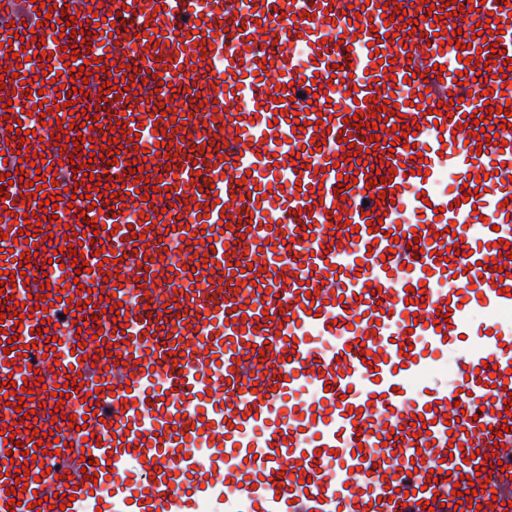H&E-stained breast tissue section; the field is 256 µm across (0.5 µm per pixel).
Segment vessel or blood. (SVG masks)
I'll use <instances>...</instances> for the list:
<instances>
[{"mask_svg": "<svg viewBox=\"0 0 512 512\" xmlns=\"http://www.w3.org/2000/svg\"><path fill=\"white\" fill-rule=\"evenodd\" d=\"M424 3L442 9L447 0H51L53 19L74 18L65 36L32 0H0V105L12 109L0 117V174L35 175L18 160L23 143L56 179L37 192L26 182L0 190V247L15 276L0 287V308L20 304L0 321V422L19 442L34 429L62 442L29 464L0 439V512H50L57 492L72 498L64 512H197L203 500L222 512L228 485L258 512H512V321L498 316L512 309V116L485 153L474 136L512 101V74L499 76L512 63V10L484 0L430 22ZM387 7L405 19L384 20ZM94 11L103 21L91 30ZM482 22L490 37L479 36ZM454 27L458 44L441 43ZM70 45L78 79L62 61ZM90 56L109 58L103 74ZM19 67L31 86L15 78ZM47 69L56 81L40 84ZM111 78L115 92L99 94ZM315 83L325 92L306 98ZM58 84L74 85L72 98L57 96ZM379 97L394 98L398 112L372 152L344 118L369 122ZM173 98L175 120L163 114ZM42 102L44 122L32 121ZM441 102L448 112L434 116ZM100 105L102 127L72 128L70 110L92 116ZM473 113L481 124L466 123ZM411 117L419 129L406 137ZM13 120L21 132L9 131ZM120 124L124 135L107 144ZM59 126L67 139H54ZM80 135L92 144L77 151ZM217 136L223 147L213 146ZM95 145L104 158L86 163ZM136 160L147 170L132 172ZM375 165L385 186L370 182ZM444 170L453 184L441 192ZM94 175L100 197L72 198L70 187L86 189ZM347 177L355 183L337 198ZM149 181L158 186L151 199ZM57 195L70 206L62 223H33L40 201ZM374 195L380 205L365 210ZM132 211L143 222L130 224ZM352 225L358 237H348ZM69 231L90 266L76 288L59 279L73 261ZM173 240L197 252L192 275L164 262ZM112 296L121 314L108 311ZM443 310L449 324L439 329ZM475 310L491 316L474 322ZM77 312L96 318L100 338L78 331ZM47 318L54 325L39 335ZM476 330L486 338L467 349L448 387L409 383L419 357ZM49 335L62 338L52 351ZM70 378L83 387L58 402L50 389ZM10 380L33 383V418L21 419ZM91 403L97 414L72 418ZM416 416L424 426L412 425ZM401 458L417 461V472L398 470ZM482 465L488 476L476 475ZM467 476L476 494H449ZM18 481L27 491H14ZM97 486L111 487V500Z\"/></svg>", "mask_w": 512, "mask_h": 512, "instance_id": "obj_1", "label": "vessel or blood"}]
</instances>
